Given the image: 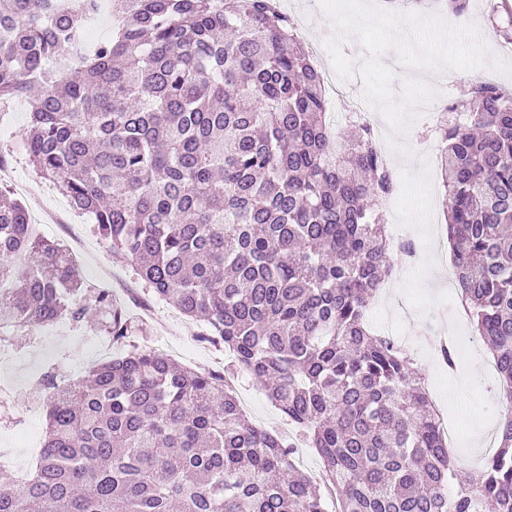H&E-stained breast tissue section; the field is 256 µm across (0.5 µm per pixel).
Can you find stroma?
Here are the masks:
<instances>
[{
    "instance_id": "obj_1",
    "label": "stroma",
    "mask_w": 512,
    "mask_h": 512,
    "mask_svg": "<svg viewBox=\"0 0 512 512\" xmlns=\"http://www.w3.org/2000/svg\"><path fill=\"white\" fill-rule=\"evenodd\" d=\"M294 16L299 21L298 33L304 41L321 37L338 41L342 54L360 67L367 53L353 36L338 38L332 23L318 6V0H294ZM465 23L476 24L490 49V56L512 63V50L492 24L483 0H469ZM450 17V24H457ZM26 100L0 103V153L6 160L0 164L6 177L0 189L15 190L24 186L19 196L30 220L57 219L60 228L51 240L63 246L79 248L80 272L86 285L109 289L123 306L128 318V332L122 341H114L103 323L68 326L63 334L54 327L42 332L22 334L0 328V345H7L11 358L0 360V456L18 475L28 474L36 465L29 449L23 448L17 432L26 424L36 434H43L46 416L35 378L45 371H55L61 381L85 376L89 367L103 355H117L128 346L158 350L201 372L224 376L248 417L258 425L284 437L299 438L300 432L289 425L276 409L263 385L248 371L240 369L223 345L205 337L204 322L183 316L176 308L158 298L137 275L135 269L113 257L109 246L94 230L90 216L75 211L68 199L50 179L40 175L32 165L26 148L25 131L29 120ZM426 119L407 112L408 137L386 130L381 147L389 159L398 184L392 210L385 218L393 234L413 241L416 256L402 263L401 275L391 290L386 304L371 302L370 322L388 316H401L411 310L412 317L399 327L407 352L426 376L433 398L446 420L458 429L455 455L466 476H475L482 462L479 440L502 419L512 416V407L495 395L496 376L477 357L483 344L471 336L470 326L462 313L450 302L452 290L438 272L423 274L422 265L432 259L428 237L433 219L443 218L442 197L435 191L439 181L437 156H421L417 148ZM460 340L465 347L463 359L455 370H448L440 360L436 344L439 340Z\"/></svg>"
}]
</instances>
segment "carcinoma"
<instances>
[{"instance_id": "1", "label": "carcinoma", "mask_w": 512, "mask_h": 512, "mask_svg": "<svg viewBox=\"0 0 512 512\" xmlns=\"http://www.w3.org/2000/svg\"><path fill=\"white\" fill-rule=\"evenodd\" d=\"M0 0V99L29 104L27 151L159 298L207 322L323 463L253 423L221 377L130 347L75 384L43 378L48 417L0 512H512V419L479 477L459 471L424 375L365 312L395 257L396 180L371 127L339 141L319 70L279 0ZM67 48L65 56L59 50ZM441 144L457 298L512 404V98L470 86ZM127 319L0 191V324ZM452 371L458 345L439 342Z\"/></svg>"}]
</instances>
